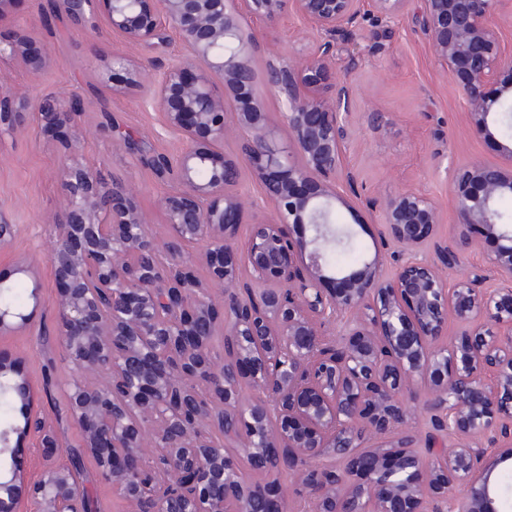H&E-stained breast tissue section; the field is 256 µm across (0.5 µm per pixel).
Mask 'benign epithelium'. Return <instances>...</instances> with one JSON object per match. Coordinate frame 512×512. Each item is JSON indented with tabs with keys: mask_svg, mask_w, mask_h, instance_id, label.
Segmentation results:
<instances>
[{
	"mask_svg": "<svg viewBox=\"0 0 512 512\" xmlns=\"http://www.w3.org/2000/svg\"><path fill=\"white\" fill-rule=\"evenodd\" d=\"M60 15L84 27L103 4L106 26L129 42H147L174 29L185 52L159 79L142 85L143 67L121 55L112 72L126 81L112 91L144 87L165 125L184 140L161 173L175 186L159 202L168 235L151 231L130 186L107 182L67 147L60 211L47 217V254L57 284L54 299L60 347L75 374L66 388L69 418L82 430L81 451L63 459L58 434L35 404L32 380L0 358V393L21 404L23 423L0 428V512H19L28 499L37 512H88L80 457L127 502L128 512H284L266 486L250 483L226 445L267 470L286 468L306 490L313 512H512V486L480 469L489 444L512 471V216L499 203L512 198V136L493 164L458 168L450 189L458 238L435 245L438 261L454 268L470 234L495 239L482 266L448 286L429 260L412 259L390 276L382 257L354 269L325 259L339 243L330 217L336 204L358 198L345 164L354 88L329 79L342 43L361 36L368 5L377 16L411 18L428 41L436 66L455 81L474 136L494 135L512 115V48L496 15L502 0H57ZM320 34L299 59L273 55L263 72L243 12L267 25L288 11ZM27 36L0 44V56L26 59L32 71L47 58L26 56ZM285 106L288 146L279 145L261 107V94ZM66 91L29 97L0 85V134L28 112L49 131L78 125ZM233 113L241 138L236 159L224 156ZM248 166L274 206L251 223L235 245L244 200L228 191ZM382 236L417 253L440 223L435 203L415 192L371 198ZM309 226V240L291 237ZM19 225L0 218V251ZM196 244L197 261L213 268L217 287L198 279L179 245ZM249 269L256 290L242 284ZM504 285L485 288L483 271ZM353 314L336 340L328 328ZM463 326L441 346L448 317ZM32 315L0 302V335L24 332ZM224 336V352L212 349ZM249 386L253 396L243 397ZM427 392L424 409L436 427L458 436L453 448H421L404 424L406 396ZM37 435L43 468L21 478L12 436ZM328 459L315 477L316 460ZM466 494L456 499L452 491Z\"/></svg>",
	"mask_w": 512,
	"mask_h": 512,
	"instance_id": "obj_1",
	"label": "benign epithelium"
}]
</instances>
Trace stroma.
<instances>
[{"mask_svg": "<svg viewBox=\"0 0 512 512\" xmlns=\"http://www.w3.org/2000/svg\"><path fill=\"white\" fill-rule=\"evenodd\" d=\"M51 3L14 0L0 15V40L8 42L18 32H27L32 53L50 57L49 65L36 75L18 58H0V83L22 94L71 91L80 111L79 124L70 132L72 139L104 178L133 186L138 206L153 221V232L164 234L158 200L168 184L154 175L149 161L159 153L176 157L183 140L165 126L159 108L138 91L113 94L111 61L113 53H121L133 63L146 65L145 77L153 79L176 57L178 36L169 28L161 38L131 43L102 22L88 36L55 15ZM362 26L368 34L384 33L385 39L380 51L363 52L356 68H349L347 53L336 59V74H351L355 84L354 104L346 118V163L362 197L361 203L350 209L338 207L337 213L340 222L351 226L365 255L382 254L389 274L408 255L396 244H383L379 216L366 206V199L402 191L425 194L437 204L441 216L431 239L453 240L457 226L448 201L453 173L471 161H497L498 146L496 140L471 136L456 83L437 69L428 43L408 17L370 16ZM255 30L262 47L284 57L309 52L317 38L307 21L292 11L276 26L259 24ZM372 112L383 115L378 125L368 122ZM121 129L140 138L142 159L129 154L117 135ZM65 161L59 143L37 124L0 136V213L20 227L12 245L0 252V271L8 274L9 285H38L41 300L29 330L0 337V357L19 360L35 385L43 388L39 404L44 414L59 421L64 448L75 449L81 444V432L66 414L65 394L74 370L57 343L56 285L45 255L50 235L46 218L61 205ZM21 258L35 266L36 280L12 276L13 263ZM237 462L251 482L278 481L288 512H309L300 483L288 471L273 473L243 456ZM82 473L91 512H126L125 502L99 475L92 458L83 459Z\"/></svg>", "mask_w": 512, "mask_h": 512, "instance_id": "obj_1", "label": "stroma"}]
</instances>
